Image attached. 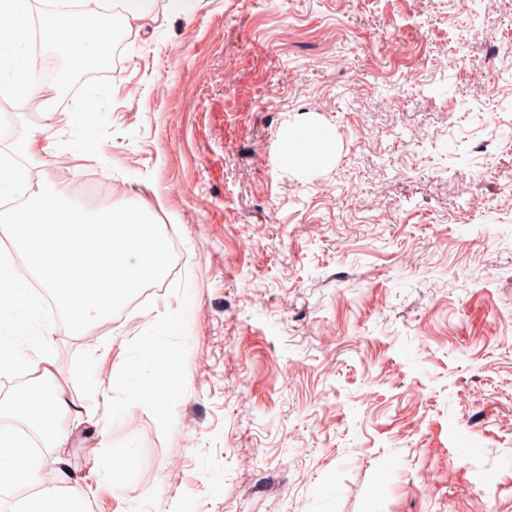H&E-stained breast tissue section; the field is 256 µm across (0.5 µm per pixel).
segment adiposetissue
Here are the masks:
<instances>
[{"label": "adipose tissue", "mask_w": 512, "mask_h": 512, "mask_svg": "<svg viewBox=\"0 0 512 512\" xmlns=\"http://www.w3.org/2000/svg\"><path fill=\"white\" fill-rule=\"evenodd\" d=\"M119 11L103 7L86 9L83 0H46L41 17H34L31 0H0V94L9 98L42 97L46 123L42 135L26 140L8 151H0V199H14L27 184L30 171L19 164L22 155L49 150L60 130L55 116L56 98L43 97L40 78L31 69L26 47L32 30L56 44L76 68L93 69L109 56L116 27L132 30L135 23L155 21V0H118ZM178 320L157 318L151 335L140 337L134 363L112 376L113 389L123 391L125 401L113 405L114 415L148 406L159 429H167L169 412L179 394L173 387H157L156 377L169 358L160 355L157 345ZM41 460L29 452L22 438L0 432V512H87V495L74 485L65 469H57L51 482H44ZM31 486L35 492L17 497L16 489Z\"/></svg>", "instance_id": "adipose-tissue-1"}]
</instances>
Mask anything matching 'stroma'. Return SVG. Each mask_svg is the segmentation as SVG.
Masks as SVG:
<instances>
[{
    "label": "stroma",
    "instance_id": "stroma-1",
    "mask_svg": "<svg viewBox=\"0 0 512 512\" xmlns=\"http://www.w3.org/2000/svg\"><path fill=\"white\" fill-rule=\"evenodd\" d=\"M121 41L28 192L133 203L181 258L126 314L54 322L83 406L42 448L91 512H512V0H198ZM0 149L38 135L13 103ZM321 128L329 159L283 148ZM181 397L113 417L112 375L160 315ZM93 374H86V367ZM134 446L116 480L99 447Z\"/></svg>",
    "mask_w": 512,
    "mask_h": 512
}]
</instances>
